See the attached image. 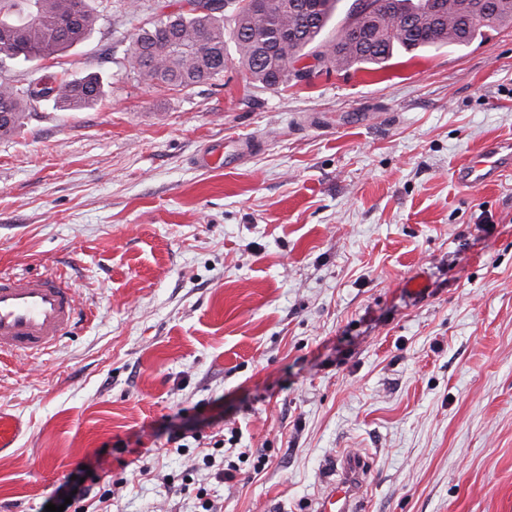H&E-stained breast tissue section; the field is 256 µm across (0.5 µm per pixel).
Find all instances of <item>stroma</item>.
Returning a JSON list of instances; mask_svg holds the SVG:
<instances>
[{
  "label": "stroma",
  "mask_w": 512,
  "mask_h": 512,
  "mask_svg": "<svg viewBox=\"0 0 512 512\" xmlns=\"http://www.w3.org/2000/svg\"><path fill=\"white\" fill-rule=\"evenodd\" d=\"M93 5L46 65L102 75L103 100L37 103L0 138V273L61 275L79 312L0 359L24 421L0 512H45L86 470L106 512H198L201 488L219 512H306L347 456L359 512H512V168L456 178L512 141V22L276 90L232 54L180 91L115 63L180 0ZM232 135L248 157L197 166ZM512 166V144L492 143L483 152L473 157L457 174L459 181L467 186H479L493 182L504 168Z\"/></svg>",
  "instance_id": "stroma-1"
}]
</instances>
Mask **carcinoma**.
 <instances>
[{
	"label": "carcinoma",
	"instance_id": "carcinoma-1",
	"mask_svg": "<svg viewBox=\"0 0 512 512\" xmlns=\"http://www.w3.org/2000/svg\"><path fill=\"white\" fill-rule=\"evenodd\" d=\"M184 0L178 11L164 14L139 30L128 49L130 72L149 87L191 89L216 81L227 66L226 38L235 45L238 62L251 79L267 88L298 83L307 74L298 64L309 56L320 69L353 66L383 69L398 53L417 55L444 45L464 46L482 37L489 25L479 16L466 27L467 14L458 0H352L333 36L325 31L340 0ZM446 21L437 26L434 15ZM100 14L89 0H0V42L7 40L5 59L41 62L54 59L83 42L95 30ZM233 24L226 31L224 21ZM104 94L98 74L69 78L44 73L25 84L0 79V136L16 133L27 110L52 100L67 111L96 104Z\"/></svg>",
	"mask_w": 512,
	"mask_h": 512
}]
</instances>
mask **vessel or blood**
<instances>
[{
    "mask_svg": "<svg viewBox=\"0 0 512 512\" xmlns=\"http://www.w3.org/2000/svg\"><path fill=\"white\" fill-rule=\"evenodd\" d=\"M512 166V144L493 143L457 174L468 186L495 181ZM78 309L73 288L57 275L0 274V355H33L48 351L68 335ZM23 428L20 416L0 410V452L13 447ZM364 468L360 458L343 462L338 481L330 483L315 512H354L363 496Z\"/></svg>",
    "mask_w": 512,
    "mask_h": 512,
    "instance_id": "obj_1",
    "label": "vessel or blood"
}]
</instances>
